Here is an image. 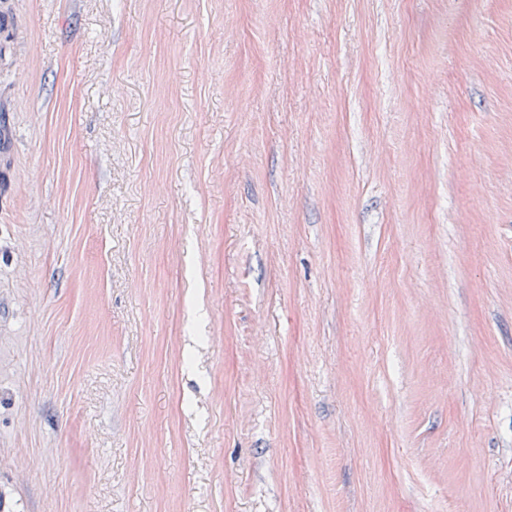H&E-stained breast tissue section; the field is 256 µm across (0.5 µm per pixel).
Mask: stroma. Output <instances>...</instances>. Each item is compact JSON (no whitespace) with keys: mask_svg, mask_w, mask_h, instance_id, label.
<instances>
[{"mask_svg":"<svg viewBox=\"0 0 512 512\" xmlns=\"http://www.w3.org/2000/svg\"><path fill=\"white\" fill-rule=\"evenodd\" d=\"M0 512H512V0H0Z\"/></svg>","mask_w":512,"mask_h":512,"instance_id":"obj_1","label":"stroma"}]
</instances>
